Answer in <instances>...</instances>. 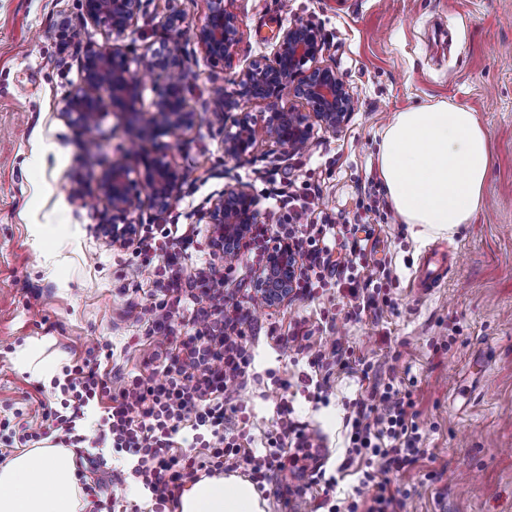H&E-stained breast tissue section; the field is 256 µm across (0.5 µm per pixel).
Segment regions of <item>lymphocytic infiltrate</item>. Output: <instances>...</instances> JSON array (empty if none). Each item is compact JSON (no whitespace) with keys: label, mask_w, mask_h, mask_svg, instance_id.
<instances>
[{"label":"lymphocytic infiltrate","mask_w":512,"mask_h":512,"mask_svg":"<svg viewBox=\"0 0 512 512\" xmlns=\"http://www.w3.org/2000/svg\"><path fill=\"white\" fill-rule=\"evenodd\" d=\"M282 204L289 209L286 223L256 228L254 240L266 245L275 234L292 241L303 259L298 296L313 297L329 283L347 288L358 312L375 313L388 305L380 289L361 285L354 273L358 259L366 254V244L348 238L342 224L304 223L309 203L286 198ZM207 280L205 269H198L188 277V293L160 298L150 311L147 333L159 339L150 361L160 369V376L131 375L112 386L88 363L69 366L61 386V410L46 409L39 428L23 431V440L34 442L52 434L59 444L77 446L82 438L76 432V412L90 401L108 400L102 436L134 458L133 475L149 492L152 512H166L186 482L196 480L199 473L211 475L235 465L241 445L227 427V407L232 392L247 382L250 356L245 318L239 309L227 307L223 293L208 287ZM200 298L206 299L205 307H196ZM186 307L191 310L194 333L175 351L170 347L174 316ZM282 345L305 355L310 365L329 371L348 365L339 347L328 352L317 349L301 328L283 339ZM413 406L410 394L390 382L377 394L356 400L348 456L376 458L380 468L364 471L345 512H396L402 506L389 475L412 468L422 453V435L411 417ZM186 424L195 433V443L205 448L204 456L176 449L174 438ZM287 445L310 459L312 436L305 427L282 422L277 434L268 438L263 454L248 459L257 486L270 480Z\"/></svg>","instance_id":"lymphocytic-infiltrate-1"}]
</instances>
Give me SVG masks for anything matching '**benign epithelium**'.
<instances>
[{
    "instance_id": "obj_1",
    "label": "benign epithelium",
    "mask_w": 512,
    "mask_h": 512,
    "mask_svg": "<svg viewBox=\"0 0 512 512\" xmlns=\"http://www.w3.org/2000/svg\"><path fill=\"white\" fill-rule=\"evenodd\" d=\"M233 0H210L209 14L195 37L212 60L225 61L232 56L241 36L238 15L230 8ZM83 20L113 35L112 41L89 47L81 61L83 83L64 100L60 115L80 131L98 132L109 110L128 112L135 156L143 171L150 220L168 214L171 202L181 190V171L162 155L147 150L145 143L160 136L192 130L198 112L189 103L193 82L176 76L185 70L178 56L159 58L145 47L137 56L119 43L127 31L137 25L142 0H83ZM183 14L176 8L166 15L164 29L171 38L182 32ZM272 56L254 60L238 74L235 94L224 88L213 90L211 104L226 116L233 112L232 130L224 136V154L245 161L258 141L264 140L281 156L305 152L311 144L314 126L334 132L345 125L355 108V96L336 67L319 63L326 50L325 37L309 21L294 22L277 35ZM152 72H164L163 82L155 88L154 110L141 119L135 104L143 82L139 74L144 63ZM109 90L108 97L100 94ZM243 101H262L269 112L261 119L241 109ZM131 169L123 160L113 161L103 170L97 190L112 219L99 225L100 234L114 246H122L137 233V226L126 221L127 214L140 205L133 190ZM249 186L238 182L224 187L203 214L212 225V240L218 256L236 259L251 236L257 212ZM300 267L292 243L284 238L274 241L254 280L257 299L269 306L287 301L295 291Z\"/></svg>"
}]
</instances>
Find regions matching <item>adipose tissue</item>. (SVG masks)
<instances>
[{
	"label": "adipose tissue",
	"instance_id": "ef3b65f1",
	"mask_svg": "<svg viewBox=\"0 0 512 512\" xmlns=\"http://www.w3.org/2000/svg\"><path fill=\"white\" fill-rule=\"evenodd\" d=\"M486 131L469 109L440 103L396 113L385 127L379 173L399 223L451 232L479 211L490 166ZM73 465L56 448H32L0 465V512H79ZM255 485L204 477L177 512H265Z\"/></svg>",
	"mask_w": 512,
	"mask_h": 512
}]
</instances>
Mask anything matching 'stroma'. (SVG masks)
<instances>
[{
	"label": "stroma",
	"mask_w": 512,
	"mask_h": 512,
	"mask_svg": "<svg viewBox=\"0 0 512 512\" xmlns=\"http://www.w3.org/2000/svg\"><path fill=\"white\" fill-rule=\"evenodd\" d=\"M143 4L124 45L178 50L195 73L196 127L152 147L184 175L169 221L191 238L185 267H205L209 279L223 281L225 301L247 317L249 380L233 396L244 410L242 446L264 448L284 397L286 416L320 435L326 476L340 477L328 489L324 478L299 472L284 450L261 492L266 512H297L303 499L311 512H329L358 485L365 465L346 460V420L376 381L411 392L423 435L413 469L390 475L407 493L400 512H512V0H234L242 37L228 63L208 58L194 39L209 0ZM174 7L185 17L176 41L161 27ZM299 20L321 28L323 62L335 65L358 98L352 118L336 132L316 130L300 156H277L265 142L251 161L225 156L224 126L204 101L217 85L234 92L240 70L271 55L279 29ZM65 26L75 34L63 40ZM105 39L83 22L81 0H0V448L15 454L25 449L21 425L39 426L44 405L59 406L54 381L64 367L89 359L108 378L135 375L156 346L129 311L159 298L165 258L143 242L161 236L160 225L143 205L128 215L138 233L127 244L112 246L98 231L106 205L94 196L97 181L108 163L131 154L129 116L109 112L100 147L89 153L59 114L82 80L87 47ZM438 102L474 112L493 157L481 210L450 235L398 223L378 165L381 133L395 113ZM235 182L251 187L259 220L273 224L288 215L278 190L300 197L318 190L313 221L337 218L369 238L375 249L359 279L386 293L389 306L358 317L352 299L333 290L274 307L249 304L259 258L247 248L232 266L222 264L200 218ZM437 247L448 254L447 272L436 287L419 288V261ZM296 325L311 329L316 344L341 343L349 361L370 365L369 380L334 369L315 401L306 357L277 342ZM32 339L44 341L52 379L17 367L18 349ZM275 376L287 391L272 384ZM102 414L93 406L76 422L86 453L97 456L80 481L100 487L83 512H149L131 458L96 444Z\"/></svg>",
	"instance_id": "1"
}]
</instances>
